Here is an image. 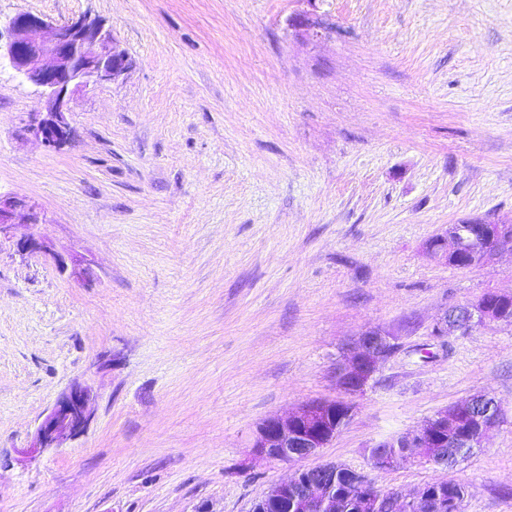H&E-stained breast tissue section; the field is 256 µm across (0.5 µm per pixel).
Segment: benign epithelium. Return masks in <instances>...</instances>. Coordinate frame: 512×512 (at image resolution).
<instances>
[{
    "instance_id": "1",
    "label": "benign epithelium",
    "mask_w": 512,
    "mask_h": 512,
    "mask_svg": "<svg viewBox=\"0 0 512 512\" xmlns=\"http://www.w3.org/2000/svg\"><path fill=\"white\" fill-rule=\"evenodd\" d=\"M9 37L0 45V57H7L14 72L46 95L45 112L30 127L35 139L47 148L64 145L71 134L67 118L72 95L90 84L110 83L127 69V55L112 31L86 16L54 24L38 14L22 12L8 25ZM24 216L30 224L43 223V214L28 199L17 194H0V234ZM512 248V226L505 222L452 225L436 237L432 255L449 261L466 252L474 266ZM483 294L472 302L446 308L432 326L439 341H448V327L461 333L476 327L506 324V316L495 309ZM392 335L375 328L362 332L336 365V385L347 396L360 395L374 381L381 366L392 355ZM90 389L74 383L56 399L39 425L33 444L21 450L29 455L41 449L59 448L83 434L92 420ZM471 420L472 438L485 439L499 422L497 402L485 395L435 412L412 431L383 440L381 451L369 457L374 470L390 469L404 460L418 465L448 468V457L436 445H448V428H458L460 419ZM336 401H311L292 416L263 420L251 437L253 453L270 461L294 463L296 468L285 481L276 483L253 504L250 512H336V474L343 465L328 462L313 467L301 462L316 455L336 438ZM447 481L418 486L408 493L386 490L392 512L408 505L421 512H446L448 504L439 495ZM366 475L355 484L363 512H380L382 496L368 491Z\"/></svg>"
}]
</instances>
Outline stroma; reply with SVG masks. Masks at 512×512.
<instances>
[{
	"instance_id": "1",
	"label": "stroma",
	"mask_w": 512,
	"mask_h": 512,
	"mask_svg": "<svg viewBox=\"0 0 512 512\" xmlns=\"http://www.w3.org/2000/svg\"><path fill=\"white\" fill-rule=\"evenodd\" d=\"M21 12L99 20L128 69L74 95L49 149L41 88L0 64V192L44 215L0 236V512H248L290 472L252 456L256 426L341 398L336 364L376 327L399 349L308 465L451 477L464 512H512V326L430 335L512 291V251L427 250L512 221V0H0V31ZM76 381L88 429L22 457ZM477 395L500 423L456 469H370ZM509 224L512 226L511 221L464 224L460 227L456 224L449 226L444 234L436 237V246L430 247L429 251L446 263L464 252L469 254V266L483 263L505 249L511 251L510 231L512 230ZM489 295L482 294L472 302L446 308L432 326V334L438 342H448L451 333L469 332L473 328L489 325H505L506 316L495 310L488 301ZM452 326V328L448 326Z\"/></svg>"
}]
</instances>
